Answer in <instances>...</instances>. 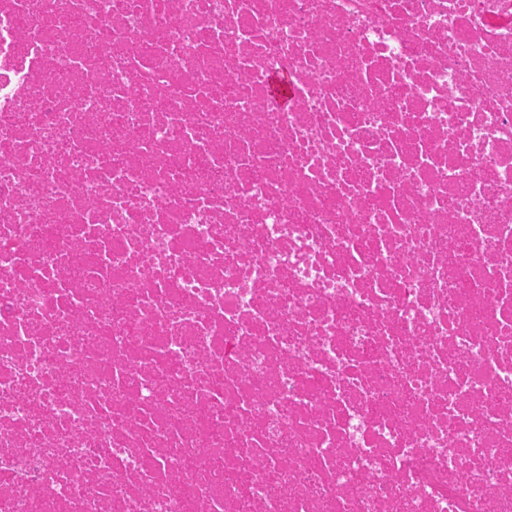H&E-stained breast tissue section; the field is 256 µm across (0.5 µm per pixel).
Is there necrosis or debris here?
I'll use <instances>...</instances> for the list:
<instances>
[{
  "label": "necrosis or debris",
  "mask_w": 512,
  "mask_h": 512,
  "mask_svg": "<svg viewBox=\"0 0 512 512\" xmlns=\"http://www.w3.org/2000/svg\"><path fill=\"white\" fill-rule=\"evenodd\" d=\"M0 512H512V0H0Z\"/></svg>",
  "instance_id": "4bbe7bcc"
}]
</instances>
